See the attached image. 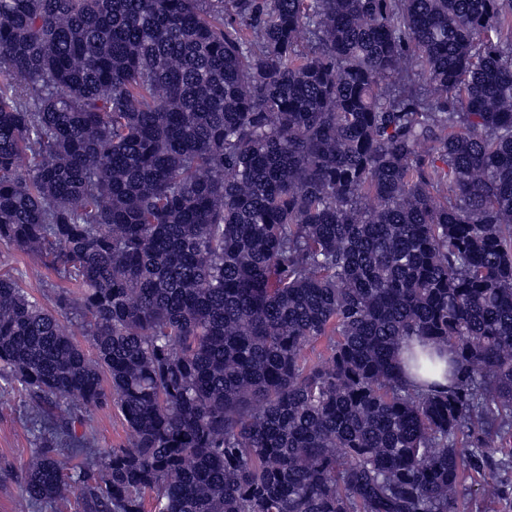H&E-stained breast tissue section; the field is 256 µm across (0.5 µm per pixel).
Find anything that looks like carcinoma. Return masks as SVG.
<instances>
[{"instance_id":"obj_1","label":"carcinoma","mask_w":512,"mask_h":512,"mask_svg":"<svg viewBox=\"0 0 512 512\" xmlns=\"http://www.w3.org/2000/svg\"><path fill=\"white\" fill-rule=\"evenodd\" d=\"M0 240L69 284L0 274L19 512H461L485 467L492 503L512 0H0ZM42 270L45 274L42 281L23 279L22 286L40 298L45 307L54 309L56 289L59 288V286H65V283L62 282L55 273L45 269ZM27 406L17 391L0 381V467L21 473L33 451ZM87 430L94 436L92 448L100 452L110 448L127 446L129 431L126 423L116 409L112 407L92 410L84 415L83 425L78 431Z\"/></svg>"}]
</instances>
